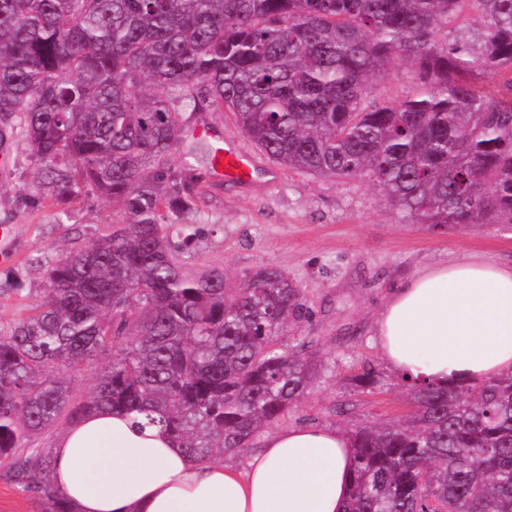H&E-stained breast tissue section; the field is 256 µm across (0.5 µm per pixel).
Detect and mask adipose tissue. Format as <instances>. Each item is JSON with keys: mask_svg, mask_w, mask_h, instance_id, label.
Here are the masks:
<instances>
[{"mask_svg": "<svg viewBox=\"0 0 512 512\" xmlns=\"http://www.w3.org/2000/svg\"><path fill=\"white\" fill-rule=\"evenodd\" d=\"M386 363L445 384L512 370V265L468 258L416 271L376 322ZM51 479L72 512H343L354 463L341 431L302 424L270 433L245 469L192 458L158 428L98 409L52 450Z\"/></svg>", "mask_w": 512, "mask_h": 512, "instance_id": "ef3b65f1", "label": "adipose tissue"}]
</instances>
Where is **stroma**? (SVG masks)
<instances>
[{"label": "stroma", "instance_id": "1", "mask_svg": "<svg viewBox=\"0 0 512 512\" xmlns=\"http://www.w3.org/2000/svg\"><path fill=\"white\" fill-rule=\"evenodd\" d=\"M416 79L397 62L369 81L370 102L410 95ZM189 127H208L238 144L254 162L249 179L226 181L205 174L200 204L206 227L187 259L202 270L223 267L231 279L274 266L306 288L311 314L289 322L279 341L309 342L318 359L305 397L285 426L326 425L350 431L359 420L396 423L406 414V390L385 365L375 340V322L393 288L419 269L475 256L512 264V223L459 224L445 231L402 221L388 197L365 179L323 178L289 169L260 151L232 114L202 111ZM32 162L16 143L0 165V225L13 227L14 260L0 264V328L30 314L44 288L45 270L73 238L93 239L122 214L110 201L78 200L65 222L51 201L29 206L24 187ZM375 367L380 384L351 392L350 378L364 364ZM355 410H348V403Z\"/></svg>", "mask_w": 512, "mask_h": 512}]
</instances>
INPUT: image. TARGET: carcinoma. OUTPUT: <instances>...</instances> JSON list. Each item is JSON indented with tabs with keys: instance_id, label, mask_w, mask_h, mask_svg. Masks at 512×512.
I'll use <instances>...</instances> for the list:
<instances>
[{
	"instance_id": "cac0c4a2",
	"label": "carcinoma",
	"mask_w": 512,
	"mask_h": 512,
	"mask_svg": "<svg viewBox=\"0 0 512 512\" xmlns=\"http://www.w3.org/2000/svg\"><path fill=\"white\" fill-rule=\"evenodd\" d=\"M469 8L474 24L448 29ZM398 60L412 94L364 104ZM205 106L292 169L369 178L413 224L512 223V0H0V149L26 145V196L123 214L0 329V478L45 512H71L51 450L30 444L50 426L116 408L215 461L309 386L307 343L279 341L310 315L306 290L273 266L234 281L184 261L215 149L183 114ZM112 350L80 399L60 369ZM405 385L402 422L351 431L346 512H512V373Z\"/></svg>"
}]
</instances>
